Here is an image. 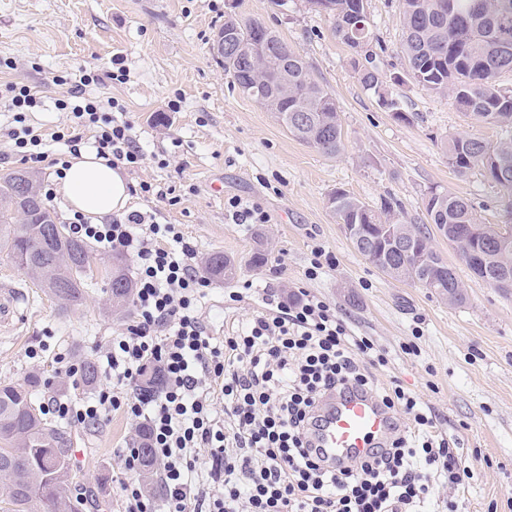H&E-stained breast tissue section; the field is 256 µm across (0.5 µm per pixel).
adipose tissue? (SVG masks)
<instances>
[{
    "mask_svg": "<svg viewBox=\"0 0 512 512\" xmlns=\"http://www.w3.org/2000/svg\"><path fill=\"white\" fill-rule=\"evenodd\" d=\"M56 191L71 210L94 219L124 211L130 199L129 185L121 171L92 151L70 157L69 168Z\"/></svg>",
    "mask_w": 512,
    "mask_h": 512,
    "instance_id": "adipose-tissue-1",
    "label": "adipose tissue"
}]
</instances>
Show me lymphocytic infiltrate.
Listing matches in <instances>:
<instances>
[{
	"mask_svg": "<svg viewBox=\"0 0 512 512\" xmlns=\"http://www.w3.org/2000/svg\"><path fill=\"white\" fill-rule=\"evenodd\" d=\"M39 104L23 82L0 88L14 154L50 163L60 179L68 157L49 158L28 119ZM56 107L71 115L51 135L68 156L87 142L113 165L140 166L132 120L100 117V102L78 85ZM157 215L134 210L98 223L78 212L68 217L75 234L135 258V315L99 349L106 386L97 398L44 399L45 412L65 421L94 426L121 409L147 424L164 494L157 502L140 482H126L125 512H428L434 483L460 482L457 452L436 432L431 408L401 386L375 385L369 369L385 365V355L370 338L353 335L326 301L302 289L271 299L235 333L209 336L200 309L211 280L196 246ZM150 366L164 377L156 394L140 388ZM350 384L411 425L376 456L336 470L310 435L318 399ZM204 457L210 469L201 468Z\"/></svg>",
	"mask_w": 512,
	"mask_h": 512,
	"instance_id": "1",
	"label": "lymphocytic infiltrate"
}]
</instances>
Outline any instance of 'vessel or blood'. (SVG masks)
Segmentation results:
<instances>
[{"mask_svg": "<svg viewBox=\"0 0 512 512\" xmlns=\"http://www.w3.org/2000/svg\"><path fill=\"white\" fill-rule=\"evenodd\" d=\"M320 406L315 443L331 463L368 458L385 446L393 415L368 393L348 388L325 396Z\"/></svg>", "mask_w": 512, "mask_h": 512, "instance_id": "1", "label": "vessel or blood"}]
</instances>
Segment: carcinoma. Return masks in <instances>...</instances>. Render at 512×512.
Masks as SVG:
<instances>
[{"instance_id": "obj_1", "label": "carcinoma", "mask_w": 512, "mask_h": 512, "mask_svg": "<svg viewBox=\"0 0 512 512\" xmlns=\"http://www.w3.org/2000/svg\"><path fill=\"white\" fill-rule=\"evenodd\" d=\"M325 15L332 20L333 34L344 44L357 48L370 39L366 0H324ZM402 27L404 75L390 80L400 84L408 79L437 94L448 96L473 119L487 124L512 127V89L501 84V77L512 73V0H399ZM362 27L346 32L342 24L351 19ZM284 41L271 42L264 61L245 63V67L224 60V72L238 76V90L262 104L266 90L288 62V98L280 109L299 124L288 123V132L325 156L342 149V128L338 107L332 95L310 76L300 56L279 52ZM363 86L373 91L378 104L397 119L405 118L397 99L386 89V82L374 65L358 71ZM450 164L464 175L478 168L496 180L502 190L501 207L512 223V139L490 144L470 135H455L444 142ZM330 209L338 224L361 225V237L352 245L371 265L386 272L383 261L382 224H402L400 203L385 198L372 207L342 189L330 194ZM428 224L441 228L447 240L462 232L480 231L485 248L478 261L467 265L482 281L502 266L503 250L495 233L480 225L473 204L466 198L436 187L424 197ZM418 250L425 258L413 264L415 277L432 276L435 292L449 296L454 304L466 300L462 281L431 246V232L422 225ZM65 251L71 263L56 265L58 253ZM0 254L27 271L34 265H56L55 277L40 287L56 298L62 309L83 304L89 258L88 244L57 231V222L39 194L27 195L17 183L16 174L0 177ZM109 268L106 293L111 311L130 312L134 283L123 258L111 254L104 258ZM205 272L213 279L231 281L237 275L233 259L222 253L211 254ZM41 377L30 374L22 385L0 382V512H82L83 502L68 493L73 483L70 443L66 431L44 417L37 407L34 391ZM141 454L140 476L146 488L156 490V461L148 446V429H138Z\"/></svg>"}]
</instances>
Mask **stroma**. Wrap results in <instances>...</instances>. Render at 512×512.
<instances>
[{"mask_svg": "<svg viewBox=\"0 0 512 512\" xmlns=\"http://www.w3.org/2000/svg\"><path fill=\"white\" fill-rule=\"evenodd\" d=\"M228 11L262 20L301 54L337 103L339 154L327 157L303 144L234 88L210 48ZM367 13L372 35L355 50L307 0H0V57L16 63L0 73V82L18 78L38 90L41 105L31 122L48 134L69 121L56 100L82 75H98L87 95L103 101L107 115L111 101L124 106L144 152L141 166L126 174L129 183L180 190L178 205L160 206V222L179 225L200 258L220 252L238 265L235 279L212 284L201 310L207 333H231L274 293L287 297L303 288L323 298L386 351L388 364L374 368L376 378L430 406L468 466L469 477L435 487L434 499L455 500L458 512H512V296L474 278L440 237L433 246L462 279L464 304L395 281L355 250L328 206L339 188L373 207L391 196L407 223L421 225L427 221L422 198L438 186L470 200L481 223H505L499 186L477 169L457 174L443 143L463 132L493 143L506 131L474 122L449 97L412 82L388 87L407 121L381 108L357 71L369 62L385 76L403 70L399 0H367ZM116 56L130 67L122 84L108 77ZM177 93L181 108L168 111ZM215 183L222 194L212 191ZM232 197L260 204L269 223H233L224 207ZM260 246L265 260L256 267L252 257ZM318 246L336 264L310 280L305 272ZM100 256L91 249L86 300L66 313L25 271L0 259V284L24 295L10 324H0V382L21 384L33 372L57 382L64 377L57 354L77 364L97 360L98 347L125 329L128 316L106 304ZM238 290L242 299L228 301ZM409 343L414 353H404ZM62 427L83 454L73 463L71 491L86 498L84 512H123L122 451L134 445L136 422L114 411L95 427L67 421Z\"/></svg>", "mask_w": 512, "mask_h": 512, "instance_id": "stroma-1", "label": "stroma"}]
</instances>
